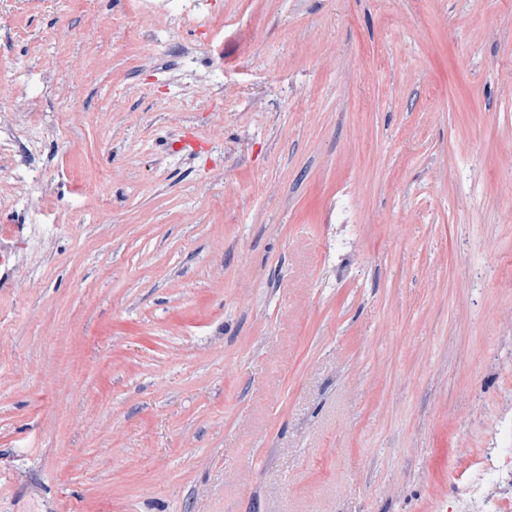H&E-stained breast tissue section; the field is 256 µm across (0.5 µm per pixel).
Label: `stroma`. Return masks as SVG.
<instances>
[{"label":"stroma","instance_id":"1","mask_svg":"<svg viewBox=\"0 0 512 512\" xmlns=\"http://www.w3.org/2000/svg\"><path fill=\"white\" fill-rule=\"evenodd\" d=\"M138 2L0 0V512H458L512 469V0ZM25 248L21 237L0 230V280L4 275L9 276L27 260Z\"/></svg>","mask_w":512,"mask_h":512}]
</instances>
